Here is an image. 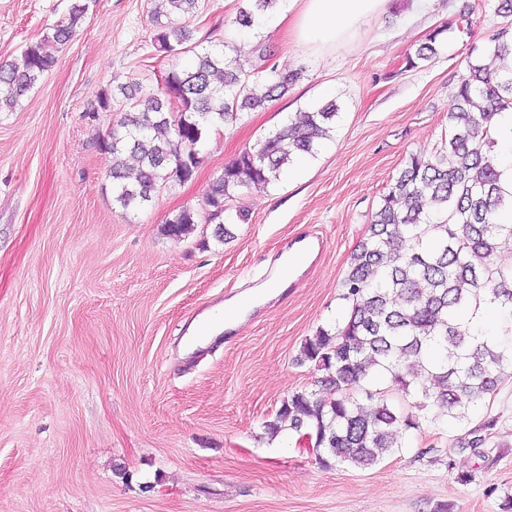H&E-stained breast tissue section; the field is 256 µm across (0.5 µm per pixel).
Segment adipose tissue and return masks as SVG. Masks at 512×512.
<instances>
[{
  "mask_svg": "<svg viewBox=\"0 0 512 512\" xmlns=\"http://www.w3.org/2000/svg\"><path fill=\"white\" fill-rule=\"evenodd\" d=\"M286 13L261 19V27L287 25L288 39L312 56L324 55L336 45L352 40L367 22L378 18L387 0H284ZM305 260L302 251L284 253L271 276L262 284L224 303L222 312L201 322L200 345L242 325L247 314L265 298L283 294Z\"/></svg>",
  "mask_w": 512,
  "mask_h": 512,
  "instance_id": "1",
  "label": "adipose tissue"
}]
</instances>
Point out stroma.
Segmentation results:
<instances>
[{
    "mask_svg": "<svg viewBox=\"0 0 512 512\" xmlns=\"http://www.w3.org/2000/svg\"><path fill=\"white\" fill-rule=\"evenodd\" d=\"M71 0H0V64L54 25ZM56 63L0 112V512H503L512 496V375L477 416L497 419V460L458 448L460 428L427 409L379 464L322 465L297 434H266L284 399H330L304 339L344 316L349 257L410 153L448 141L460 76L501 25L494 0H389L350 42L303 57L285 29L259 32L278 67L303 71L286 96L211 133L193 180L139 209L112 201L96 139L120 104L102 90L156 88L152 0H87ZM242 0H202L185 20L204 46L253 41ZM446 26L432 61L408 62ZM339 110L298 181L228 202L227 239L201 223L184 240L166 218L200 207L224 165L296 113ZM314 257L294 287L224 339L186 352L187 321L265 281L301 240ZM477 470L465 484L456 471Z\"/></svg>",
    "mask_w": 512,
    "mask_h": 512,
    "instance_id": "obj_1",
    "label": "stroma"
}]
</instances>
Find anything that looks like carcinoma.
<instances>
[{
    "instance_id": "carcinoma-1",
    "label": "carcinoma",
    "mask_w": 512,
    "mask_h": 512,
    "mask_svg": "<svg viewBox=\"0 0 512 512\" xmlns=\"http://www.w3.org/2000/svg\"><path fill=\"white\" fill-rule=\"evenodd\" d=\"M236 24L254 25V10L277 0H246ZM201 0H158L155 49L171 64L157 89L144 92L138 81L117 86L122 116L98 137L109 156L112 198L122 208L143 206L172 182L185 183L202 163L210 133L230 127L247 112L285 96L302 70H279L259 40L251 64L224 47H202L174 18L194 15ZM503 22L491 39L495 59H512V0H497ZM167 21H162V18ZM85 18L80 3L29 43L8 66L0 67V112L12 111L38 79L55 65L54 50L66 43ZM433 31L415 57L436 55ZM512 110V66L469 63L448 109V145L432 154L409 156L405 168L382 196L370 235L355 248L342 282L348 312L335 328L317 329L301 346L299 361L322 373L332 391L326 402L297 391L284 399L273 420L272 437L291 430L307 434L323 465L334 459L368 468L403 447L402 435L418 429L412 407L438 408L466 427L461 447L490 464L497 420L472 418L478 403L495 396L512 372V263L496 261L501 245L512 242V224L499 223L512 210V192L501 183L494 159L493 120ZM338 108L330 101L300 113L224 165L202 206L185 207L167 218L163 231L185 238L202 222L223 229L225 203L253 185L279 179L293 158L313 154L331 137ZM482 302L499 307L503 333L477 341L464 313ZM374 404L364 407L357 395Z\"/></svg>"
}]
</instances>
